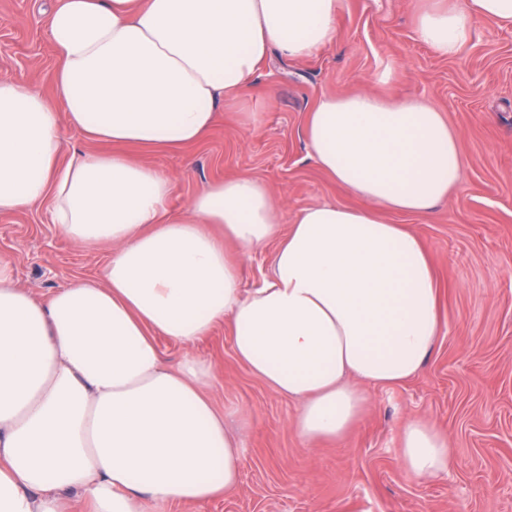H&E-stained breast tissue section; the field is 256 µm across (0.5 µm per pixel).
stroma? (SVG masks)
<instances>
[{
	"mask_svg": "<svg viewBox=\"0 0 512 512\" xmlns=\"http://www.w3.org/2000/svg\"><path fill=\"white\" fill-rule=\"evenodd\" d=\"M51 6L0 0V79L49 98ZM388 67L397 71L391 94L443 112L467 158L458 190L433 213L391 217L422 238L435 264L444 321L435 349L408 383L367 387L368 405L345 441L307 446L292 424L296 402L237 360L225 325L191 346L160 340L167 365L188 355L212 365L208 395L231 432L244 435L236 489L165 512H512V30L478 23L467 50L443 59L416 39L412 0H347L335 44L317 57L270 52L249 91L255 124L220 110L201 142L146 159L172 179L176 214L207 183L240 173L266 182L287 225L315 203L358 205L311 159L305 118L320 97L377 92ZM111 253L63 237L45 209L0 212V256L39 300L73 279L101 277ZM414 419L447 432V475H404L399 434Z\"/></svg>",
	"mask_w": 512,
	"mask_h": 512,
	"instance_id": "35a3bbf8",
	"label": "stroma"
}]
</instances>
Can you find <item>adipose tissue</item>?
Segmentation results:
<instances>
[{
	"instance_id": "ef3b65f1",
	"label": "adipose tissue",
	"mask_w": 512,
	"mask_h": 512,
	"mask_svg": "<svg viewBox=\"0 0 512 512\" xmlns=\"http://www.w3.org/2000/svg\"><path fill=\"white\" fill-rule=\"evenodd\" d=\"M346 0H55L47 23L54 98L0 80V211L46 207L70 241L113 251L103 279L48 301L0 258V512H163L240 481L242 441L212 404L208 364L167 366L158 338L190 345L227 323L237 359L298 401L303 443H339L367 404L364 385L415 377L443 330L422 239L388 213L425 215L467 165L427 102L324 96L304 135L315 164L364 207L320 203L283 226L249 174L209 183L170 214V178L142 160L203 140L239 106L270 48L289 59L336 41ZM512 28V0H414L418 41L460 57L476 25ZM112 152L66 151L62 126ZM273 244L270 270L242 286V257ZM413 480L451 463L445 431L400 432Z\"/></svg>"
}]
</instances>
